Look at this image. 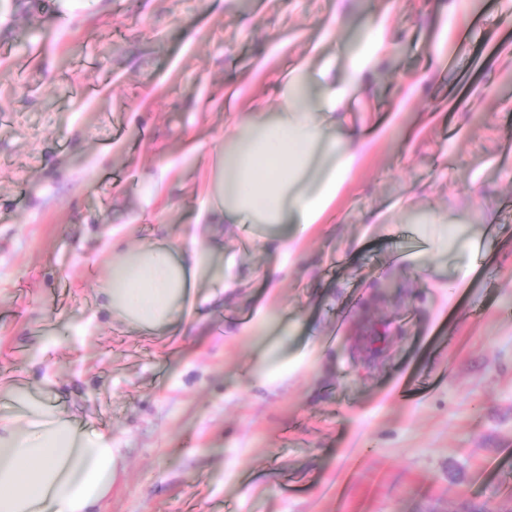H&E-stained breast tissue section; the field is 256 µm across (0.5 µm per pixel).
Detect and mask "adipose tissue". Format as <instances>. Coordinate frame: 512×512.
<instances>
[{
  "mask_svg": "<svg viewBox=\"0 0 512 512\" xmlns=\"http://www.w3.org/2000/svg\"><path fill=\"white\" fill-rule=\"evenodd\" d=\"M320 76L318 105L297 68L270 113L240 119L213 162L207 223H319L368 146L363 132L334 118L346 90L330 69ZM207 259L197 238L144 243L113 262L102 308L136 329L165 333ZM14 401L0 416V512H99L122 470L119 450L24 387Z\"/></svg>",
  "mask_w": 512,
  "mask_h": 512,
  "instance_id": "obj_1",
  "label": "adipose tissue"
}]
</instances>
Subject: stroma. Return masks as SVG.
<instances>
[{
    "instance_id": "1",
    "label": "stroma",
    "mask_w": 512,
    "mask_h": 512,
    "mask_svg": "<svg viewBox=\"0 0 512 512\" xmlns=\"http://www.w3.org/2000/svg\"><path fill=\"white\" fill-rule=\"evenodd\" d=\"M381 16L340 114L380 139L290 259L232 227L166 335L111 320L110 261L200 234L241 114L303 60L346 85ZM14 385L111 436L101 512H512V0H0L1 414ZM368 31L365 34V52L352 61L350 83L359 86L366 76L372 72L378 56L383 49V33L385 29L384 19H373L368 24Z\"/></svg>"
}]
</instances>
